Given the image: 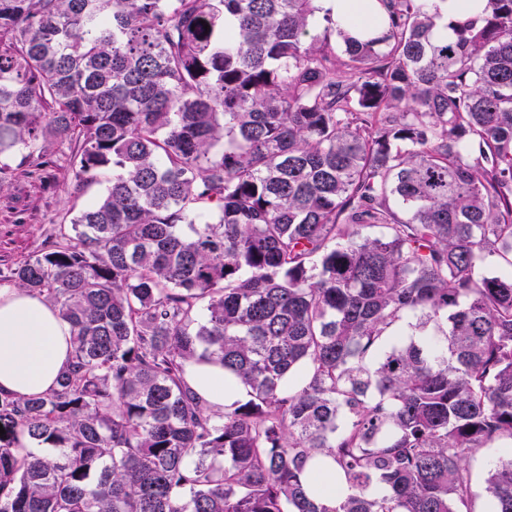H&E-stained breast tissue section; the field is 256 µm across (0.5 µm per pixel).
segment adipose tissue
Listing matches in <instances>:
<instances>
[{
    "mask_svg": "<svg viewBox=\"0 0 512 512\" xmlns=\"http://www.w3.org/2000/svg\"><path fill=\"white\" fill-rule=\"evenodd\" d=\"M376 0H318L337 27L354 30L373 16ZM72 333L43 297L20 288L0 289V391L15 396L45 394L71 361ZM187 384L213 411L245 399L247 389L226 382L223 369L190 364Z\"/></svg>",
    "mask_w": 512,
    "mask_h": 512,
    "instance_id": "adipose-tissue-1",
    "label": "adipose tissue"
}]
</instances>
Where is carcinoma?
Masks as SVG:
<instances>
[{
  "instance_id": "1",
  "label": "carcinoma",
  "mask_w": 512,
  "mask_h": 512,
  "mask_svg": "<svg viewBox=\"0 0 512 512\" xmlns=\"http://www.w3.org/2000/svg\"><path fill=\"white\" fill-rule=\"evenodd\" d=\"M378 2L356 39L316 0H0V190L53 139L112 168L0 274L73 333L55 389L0 394V512H473L492 442L512 512V0L450 40ZM185 380L215 412H224V405L247 397V388L237 382L228 384L224 370L218 367L192 363L187 367ZM502 455V449L497 444H489L486 448L466 458V463L472 473L474 498V511L482 512L485 502L488 501L486 493V480L490 469ZM305 476L312 493L322 501L336 504L337 500L348 493L346 484L341 481L336 469L328 463L314 470L306 471Z\"/></svg>"
}]
</instances>
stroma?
Segmentation results:
<instances>
[{
    "mask_svg": "<svg viewBox=\"0 0 512 512\" xmlns=\"http://www.w3.org/2000/svg\"><path fill=\"white\" fill-rule=\"evenodd\" d=\"M54 165L15 170L0 191V270L48 248L73 217L106 191L111 171L77 184L70 167L68 142L50 147Z\"/></svg>",
    "mask_w": 512,
    "mask_h": 512,
    "instance_id": "stroma-1",
    "label": "stroma"
}]
</instances>
